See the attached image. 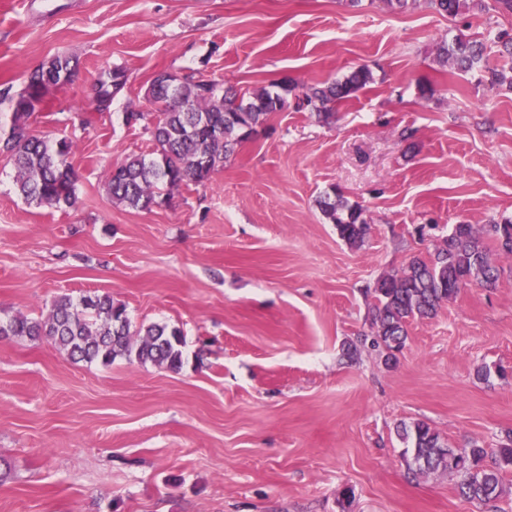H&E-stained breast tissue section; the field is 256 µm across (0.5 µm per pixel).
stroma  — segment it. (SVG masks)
<instances>
[{
    "label": "stroma",
    "mask_w": 512,
    "mask_h": 512,
    "mask_svg": "<svg viewBox=\"0 0 512 512\" xmlns=\"http://www.w3.org/2000/svg\"><path fill=\"white\" fill-rule=\"evenodd\" d=\"M503 29L512 15L426 0H0V89L56 54L79 61L31 122L76 141V205L27 203L0 159V316L107 293L132 327L185 340L173 371L0 337V512H512V472L497 506L470 503L455 475H409L400 437L417 420L458 448L512 435V381L493 373L512 367V258L496 287L409 321L396 359L371 349L368 318L376 281L454 225L512 220V91L437 56ZM360 66L373 80L332 122L291 102L161 207L107 196L106 173L153 149L125 114L151 111L157 73L248 93ZM113 67L125 90L90 111ZM328 194L362 209L360 246L322 214Z\"/></svg>",
    "instance_id": "1"
}]
</instances>
